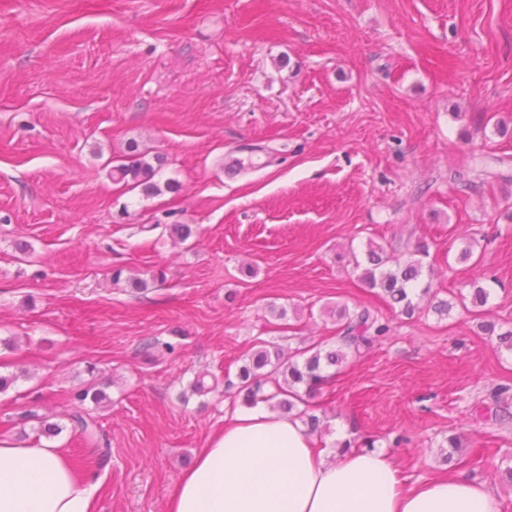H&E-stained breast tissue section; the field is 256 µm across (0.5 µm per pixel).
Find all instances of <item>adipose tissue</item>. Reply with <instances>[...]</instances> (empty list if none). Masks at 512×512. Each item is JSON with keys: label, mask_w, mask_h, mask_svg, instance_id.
I'll return each mask as SVG.
<instances>
[{"label": "adipose tissue", "mask_w": 512, "mask_h": 512, "mask_svg": "<svg viewBox=\"0 0 512 512\" xmlns=\"http://www.w3.org/2000/svg\"><path fill=\"white\" fill-rule=\"evenodd\" d=\"M97 480L59 444L0 438V512H94ZM167 512H499L488 486L450 475L407 486L390 452L316 451L266 404L226 417L184 470Z\"/></svg>", "instance_id": "adipose-tissue-1"}]
</instances>
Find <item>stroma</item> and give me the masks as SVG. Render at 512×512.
Returning <instances> with one entry per match:
<instances>
[{
    "mask_svg": "<svg viewBox=\"0 0 512 512\" xmlns=\"http://www.w3.org/2000/svg\"><path fill=\"white\" fill-rule=\"evenodd\" d=\"M132 139L161 192L108 178ZM479 160L512 173V0H0V436L95 384V512H166L255 343L292 354L335 335L328 308L366 307L388 336L325 389L319 448L371 440L409 483L455 475L512 512V424L480 404L507 384L512 405V352L455 303L482 286L512 329V182L453 179ZM464 233L481 264L456 262ZM371 241L426 244L450 314L365 288L348 254ZM199 373L221 391L192 394Z\"/></svg>",
    "mask_w": 512,
    "mask_h": 512,
    "instance_id": "1",
    "label": "stroma"
}]
</instances>
